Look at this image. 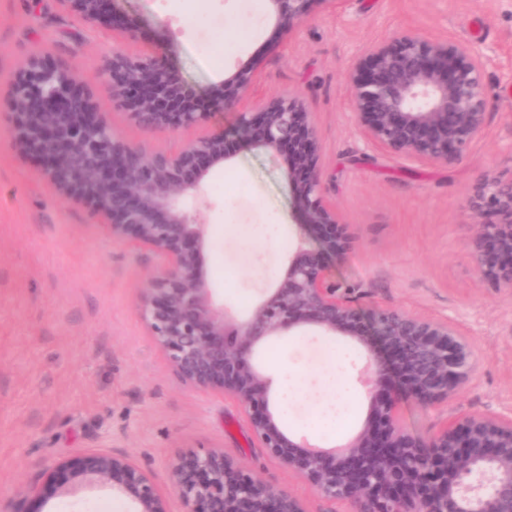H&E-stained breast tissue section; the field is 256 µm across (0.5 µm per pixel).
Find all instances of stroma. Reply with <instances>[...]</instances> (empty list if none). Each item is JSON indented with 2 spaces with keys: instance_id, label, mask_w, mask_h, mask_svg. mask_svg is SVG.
Returning a JSON list of instances; mask_svg holds the SVG:
<instances>
[{
  "instance_id": "1",
  "label": "stroma",
  "mask_w": 512,
  "mask_h": 512,
  "mask_svg": "<svg viewBox=\"0 0 512 512\" xmlns=\"http://www.w3.org/2000/svg\"><path fill=\"white\" fill-rule=\"evenodd\" d=\"M115 14L135 23L136 39L84 22L62 0H0V101L36 52L94 72L113 52L149 57L170 39L173 65L204 95L225 69L257 62L255 97L296 93L313 114L323 196L355 237L333 275L361 305L452 321L475 344L480 363L451 408L405 401L403 429L424 438L452 413H512V292L476 278L468 256L475 220L464 206L487 169L512 167V0H345L289 29L267 0H117ZM409 28L477 41L490 55L484 132L450 166L368 143L345 86L350 60ZM94 94L118 135L170 152L234 119L218 113L189 131L145 129L105 89ZM286 167L285 154L237 149L210 180L209 278L234 314H246L277 279L299 237ZM158 264L152 252L110 239L83 205L63 201L0 121V512H130L129 502L98 486L45 500L28 495L57 463L97 447L130 455L162 483L182 453L221 448L309 512H353L269 457L242 405L180 380L140 311ZM323 342L312 331L285 336L258 362L284 427L331 448L366 422L365 353L336 338L329 356Z\"/></svg>"
}]
</instances>
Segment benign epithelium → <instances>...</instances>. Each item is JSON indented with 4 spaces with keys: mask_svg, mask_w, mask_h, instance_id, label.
<instances>
[{
    "mask_svg": "<svg viewBox=\"0 0 512 512\" xmlns=\"http://www.w3.org/2000/svg\"><path fill=\"white\" fill-rule=\"evenodd\" d=\"M99 24L112 0H62ZM277 22H304L317 5L341 0H267ZM160 58L120 52L93 76L30 56L7 92L16 139L37 158L43 178L66 201L86 205L111 239L158 254L162 265L140 301L156 346L185 384L215 392L249 410L252 431L268 455L324 496L354 512H512V416L474 412L426 439L406 433L399 406H450L480 358L453 323L386 307L363 308L336 282L333 264L352 249L336 206L323 198L321 148L312 115L297 95H250L256 64L244 62L208 100ZM486 56L465 40L429 38L417 29L373 43L347 66L346 87L366 139L377 148L427 165L458 162L483 132ZM102 83L143 128L188 130L209 111L235 108L229 130L198 137L177 152L149 149L117 135L97 111L90 85ZM288 154L287 179L303 221L284 273L240 319L230 317L211 287L206 257L214 242L195 207L208 176L226 162L227 142ZM466 208L480 219L469 243L476 277L512 288V168L490 170L472 186ZM313 330L340 336L369 357L365 426L336 451L296 439L270 407V380L256 356L272 340ZM88 485L108 487L133 512H309L284 489L255 478L211 448L189 451L159 483L126 454L87 450L56 465L55 481L31 486L46 499Z\"/></svg>",
    "mask_w": 512,
    "mask_h": 512,
    "instance_id": "7a95c632",
    "label": "benign epithelium"
}]
</instances>
